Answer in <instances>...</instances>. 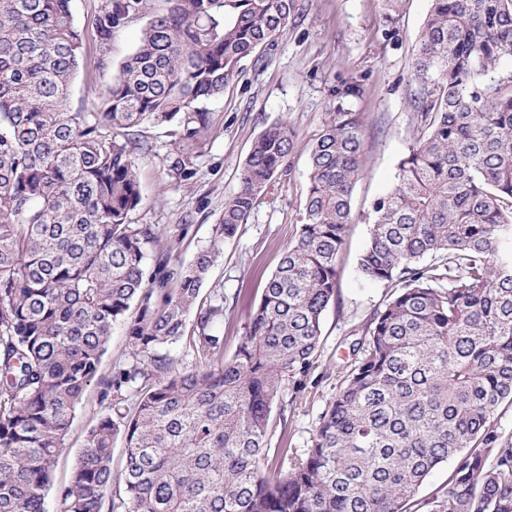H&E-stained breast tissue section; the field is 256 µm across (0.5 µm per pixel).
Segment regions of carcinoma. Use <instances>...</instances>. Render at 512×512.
<instances>
[{"label": "carcinoma", "mask_w": 512, "mask_h": 512, "mask_svg": "<svg viewBox=\"0 0 512 512\" xmlns=\"http://www.w3.org/2000/svg\"><path fill=\"white\" fill-rule=\"evenodd\" d=\"M102 0L100 65L112 35L146 14L137 49L71 112L83 35L71 0H0V512H44L56 458L85 387L101 414L60 512H408L442 463L431 512H512V0H430L408 63L420 117L390 191L368 214L358 259L391 289L350 343L303 456L269 448L273 404L316 369L335 301L351 197L365 166L356 113L341 101L310 151L306 208L246 336L224 359V291L201 287L293 147L285 121L252 143L209 248L173 244L146 275L150 224L128 131L169 124L187 180L208 131L199 104L276 42L295 0ZM135 314H130L131 305ZM195 320L188 323L191 310ZM130 356L97 377L112 327ZM181 344L191 365L172 353ZM124 465L112 468L114 441Z\"/></svg>", "instance_id": "1"}]
</instances>
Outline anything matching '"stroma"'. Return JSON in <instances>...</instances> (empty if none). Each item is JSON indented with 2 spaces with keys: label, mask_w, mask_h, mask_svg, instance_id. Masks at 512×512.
Listing matches in <instances>:
<instances>
[{
  "label": "stroma",
  "mask_w": 512,
  "mask_h": 512,
  "mask_svg": "<svg viewBox=\"0 0 512 512\" xmlns=\"http://www.w3.org/2000/svg\"><path fill=\"white\" fill-rule=\"evenodd\" d=\"M101 0H72L74 21L84 37L70 109L87 112L93 92L112 80L111 71L96 68L93 19ZM429 0H297L294 24L262 56L242 63L237 81L223 96L204 102L211 116L208 134L198 146L194 174L177 182L169 170L178 154L170 128L136 129L141 143L135 164L142 202L131 212L134 224L155 225L160 235L176 232L174 254L191 261L209 246L224 201L238 189L240 170L253 140L270 125L285 121L295 132L294 147L235 237L225 240L201 289L202 296L224 292V320L215 327L232 356L245 334L247 313L263 295L285 248L294 241L304 214L309 181V153L336 108V90L359 80L360 97L346 106L362 120L367 164L355 185V216L347 230L340 260L336 301L325 312L318 367L288 415L284 436L272 447L305 453L312 445L319 418L336 393L337 368L349 359V341L382 309L389 291L367 281L358 258L368 239L363 213L391 188L399 160L407 153L418 127L407 105L411 88L408 60L416 44ZM98 386L86 388L54 468L55 487L45 495V512H60L56 486L67 483L79 463L89 429L98 416Z\"/></svg>",
  "instance_id": "1"
}]
</instances>
